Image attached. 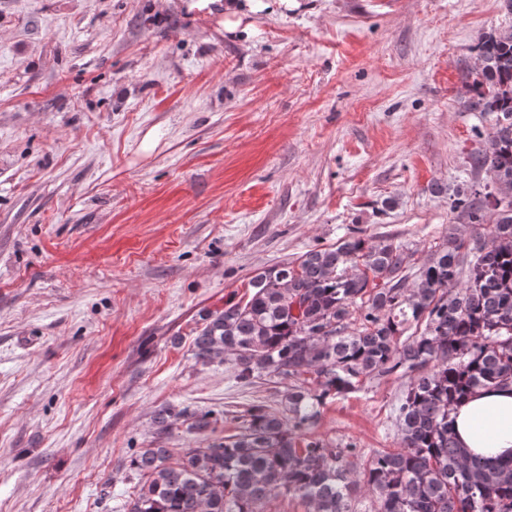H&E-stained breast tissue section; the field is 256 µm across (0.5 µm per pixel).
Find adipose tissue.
I'll return each instance as SVG.
<instances>
[{
    "label": "adipose tissue",
    "mask_w": 512,
    "mask_h": 512,
    "mask_svg": "<svg viewBox=\"0 0 512 512\" xmlns=\"http://www.w3.org/2000/svg\"><path fill=\"white\" fill-rule=\"evenodd\" d=\"M462 447L489 457L512 455V386L476 391L451 413Z\"/></svg>",
    "instance_id": "ef3b65f1"
}]
</instances>
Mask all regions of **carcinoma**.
Returning <instances> with one entry per match:
<instances>
[{"label":"carcinoma","mask_w":512,"mask_h":512,"mask_svg":"<svg viewBox=\"0 0 512 512\" xmlns=\"http://www.w3.org/2000/svg\"><path fill=\"white\" fill-rule=\"evenodd\" d=\"M468 108L495 115L483 148L468 156L474 178L450 195L473 227L448 233L426 259L400 242L349 231L336 246L251 277L249 293L208 314L193 357L231 365L235 378L286 382L277 409L252 405L235 434L182 448H141L127 512H263L273 496L311 512H354L363 485L375 512H512V457L460 446L449 421L474 390L512 383V28L477 43ZM414 277L406 285L408 277ZM410 382L394 407L398 446L350 458L309 436L327 400L380 375ZM189 429L218 421L194 413Z\"/></svg>","instance_id":"1"}]
</instances>
